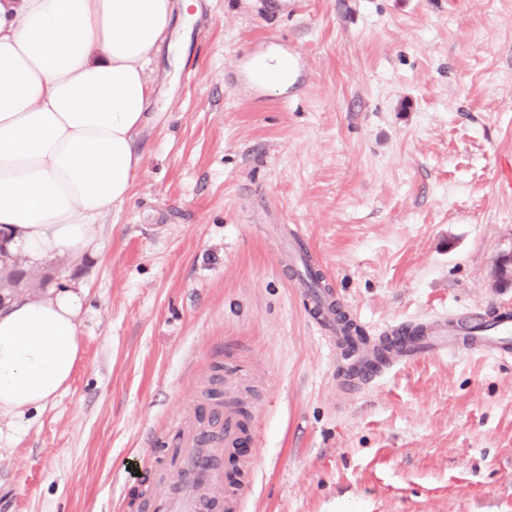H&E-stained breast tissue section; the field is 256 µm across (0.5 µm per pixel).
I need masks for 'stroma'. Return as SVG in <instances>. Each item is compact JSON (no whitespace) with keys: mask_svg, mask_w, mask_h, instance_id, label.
Returning a JSON list of instances; mask_svg holds the SVG:
<instances>
[{"mask_svg":"<svg viewBox=\"0 0 512 512\" xmlns=\"http://www.w3.org/2000/svg\"><path fill=\"white\" fill-rule=\"evenodd\" d=\"M93 256L9 255L0 291L83 288V354L0 417V512H144L174 414L248 398L242 512H512V355L466 349L342 393L285 241L367 336L512 311V0H195ZM288 44L294 76L259 83Z\"/></svg>","mask_w":512,"mask_h":512,"instance_id":"1","label":"stroma"}]
</instances>
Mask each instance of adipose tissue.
Listing matches in <instances>:
<instances>
[{
  "label": "adipose tissue",
  "instance_id": "adipose-tissue-1",
  "mask_svg": "<svg viewBox=\"0 0 512 512\" xmlns=\"http://www.w3.org/2000/svg\"><path fill=\"white\" fill-rule=\"evenodd\" d=\"M175 0H0V241L28 264L95 253L142 165L147 72ZM85 294L0 300V414L44 408L82 353Z\"/></svg>",
  "mask_w": 512,
  "mask_h": 512
}]
</instances>
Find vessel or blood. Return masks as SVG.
Segmentation results:
<instances>
[{
    "instance_id": "obj_1",
    "label": "vessel or blood",
    "mask_w": 512,
    "mask_h": 512,
    "mask_svg": "<svg viewBox=\"0 0 512 512\" xmlns=\"http://www.w3.org/2000/svg\"><path fill=\"white\" fill-rule=\"evenodd\" d=\"M309 316L324 341L345 357L353 383L367 385L394 366L429 355L446 354L460 346L502 353L512 348V315L480 309L451 318H430L415 324L402 323L386 331L383 359H375L365 337L346 335L337 323L326 290L303 289ZM178 438L171 451L175 472H194L182 491L151 503L152 512H240L242 486L238 479H225L220 465L225 453L234 451L241 437L236 408L217 410L209 423L198 421L192 411L176 420Z\"/></svg>"
}]
</instances>
